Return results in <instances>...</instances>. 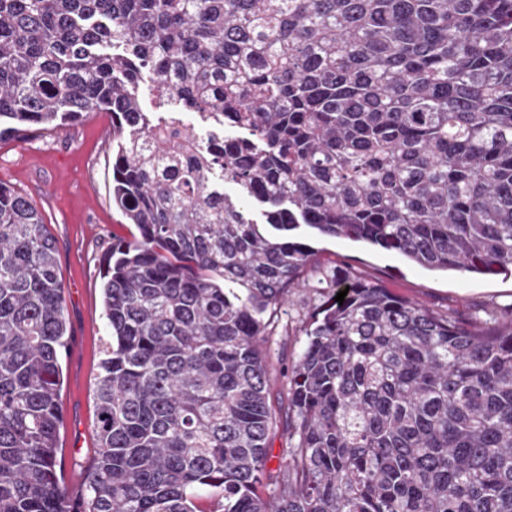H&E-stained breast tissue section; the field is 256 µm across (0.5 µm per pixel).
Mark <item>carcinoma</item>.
I'll return each mask as SVG.
<instances>
[{"label": "carcinoma", "mask_w": 512, "mask_h": 512, "mask_svg": "<svg viewBox=\"0 0 512 512\" xmlns=\"http://www.w3.org/2000/svg\"><path fill=\"white\" fill-rule=\"evenodd\" d=\"M89 112L137 231L102 270L99 453L69 496L55 244L0 182V512H512V315L337 277L285 408L266 346L302 225L512 276V0H0V140Z\"/></svg>", "instance_id": "obj_1"}]
</instances>
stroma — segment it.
<instances>
[{
    "mask_svg": "<svg viewBox=\"0 0 512 512\" xmlns=\"http://www.w3.org/2000/svg\"><path fill=\"white\" fill-rule=\"evenodd\" d=\"M111 158L112 117L105 112L26 140L0 141V180L22 191L45 215L64 285L70 343L62 363L59 445L73 492L99 450L94 389L107 332L99 269L113 239L129 237L131 230L112 205ZM300 233L315 253L314 262L306 287L293 290L268 338L272 393L286 391L288 369L302 349L303 326L322 302L313 284L336 272L381 284L442 315L481 320L512 313V277L433 272L390 252L319 237L306 227Z\"/></svg>",
    "mask_w": 512,
    "mask_h": 512,
    "instance_id": "obj_1",
    "label": "stroma"
}]
</instances>
